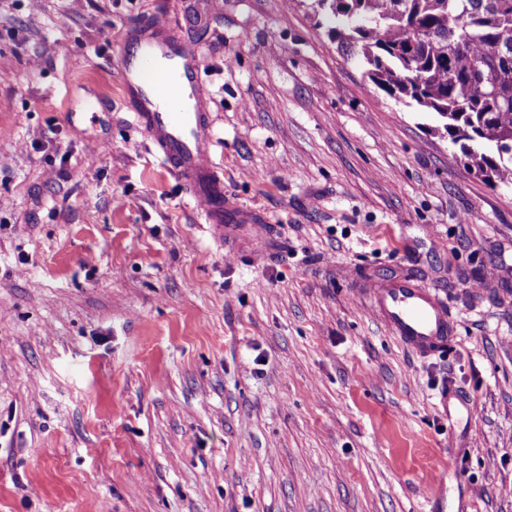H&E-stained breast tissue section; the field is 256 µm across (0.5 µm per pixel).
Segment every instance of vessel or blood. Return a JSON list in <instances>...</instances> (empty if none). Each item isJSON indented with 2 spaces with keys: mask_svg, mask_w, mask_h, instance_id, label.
I'll use <instances>...</instances> for the list:
<instances>
[{
  "mask_svg": "<svg viewBox=\"0 0 512 512\" xmlns=\"http://www.w3.org/2000/svg\"><path fill=\"white\" fill-rule=\"evenodd\" d=\"M119 78L134 126L174 172L215 238L234 246L248 233L252 244L263 242L266 228L224 195L212 159L200 57L190 39L172 34L160 19L128 25ZM369 292L374 312L403 344L423 356L448 349L452 323L430 289L405 277L371 281Z\"/></svg>",
  "mask_w": 512,
  "mask_h": 512,
  "instance_id": "b4317fda",
  "label": "vessel or blood"
}]
</instances>
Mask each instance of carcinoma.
Instances as JSON below:
<instances>
[{
  "label": "carcinoma",
  "mask_w": 512,
  "mask_h": 512,
  "mask_svg": "<svg viewBox=\"0 0 512 512\" xmlns=\"http://www.w3.org/2000/svg\"><path fill=\"white\" fill-rule=\"evenodd\" d=\"M369 78L430 112L483 180L512 184V0H315Z\"/></svg>",
  "instance_id": "carcinoma-1"
}]
</instances>
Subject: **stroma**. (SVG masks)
Listing matches in <instances>:
<instances>
[{
    "mask_svg": "<svg viewBox=\"0 0 512 512\" xmlns=\"http://www.w3.org/2000/svg\"><path fill=\"white\" fill-rule=\"evenodd\" d=\"M157 17L262 252L216 243L132 124L121 43ZM334 26L313 0H0V512H512V185ZM399 276L444 302L446 353L372 310Z\"/></svg>",
    "mask_w": 512,
    "mask_h": 512,
    "instance_id": "35a3bbf8",
    "label": "stroma"
}]
</instances>
